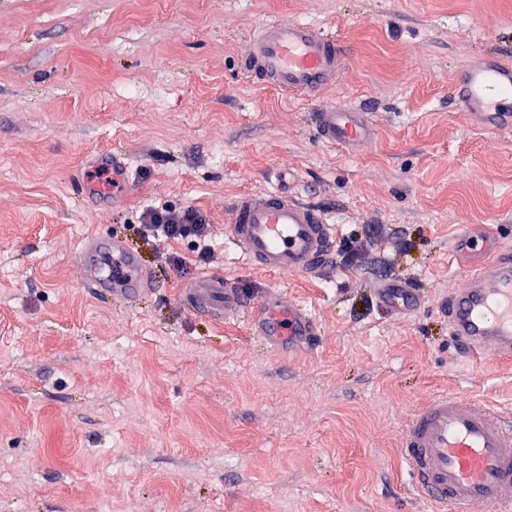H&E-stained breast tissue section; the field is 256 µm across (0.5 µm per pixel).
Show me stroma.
<instances>
[{
	"label": "stroma",
	"mask_w": 512,
	"mask_h": 512,
	"mask_svg": "<svg viewBox=\"0 0 512 512\" xmlns=\"http://www.w3.org/2000/svg\"><path fill=\"white\" fill-rule=\"evenodd\" d=\"M273 19L348 46L321 95L243 73ZM477 53L512 59V0H0V512H438L400 458L414 412L455 391L512 416V358L468 359L436 305L474 264L459 226L512 244V132L452 98ZM334 103L373 113L374 141L317 140ZM115 152L117 180L98 177ZM283 186L338 227L326 277L224 247L228 206ZM163 205L208 215L211 260L138 237ZM99 235L152 275L137 306L83 284ZM200 274L280 290L315 346L284 357L244 319L190 313L180 290ZM384 280L428 298L383 318Z\"/></svg>",
	"instance_id": "obj_1"
}]
</instances>
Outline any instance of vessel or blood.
I'll return each instance as SVG.
<instances>
[{
    "mask_svg": "<svg viewBox=\"0 0 512 512\" xmlns=\"http://www.w3.org/2000/svg\"><path fill=\"white\" fill-rule=\"evenodd\" d=\"M347 62L336 34L324 27L285 20L263 24L253 34L243 68L250 77L293 97L320 95L335 83ZM463 110L487 133L512 129V62L480 57L452 82ZM316 135L357 153L374 135L367 113L347 104L319 112ZM226 240L248 264L289 276L318 277L336 253L338 231L318 208L288 191L246 194L228 209ZM466 247L493 253L486 270L441 299L448 333L482 358L512 356V251L495 235L476 240L462 231ZM81 278L97 293L136 304L155 289L148 270L118 237H95L81 251ZM393 315L420 308L416 286L383 283L375 290ZM184 306L214 320L241 317L253 336L288 355L310 345L318 331L301 307L269 291L245 296L234 280L200 275L181 294ZM400 455L416 493L440 512H512V422L485 402L444 392L419 408L404 430Z\"/></svg>",
    "mask_w": 512,
    "mask_h": 512,
    "instance_id": "b4317fda",
    "label": "vessel or blood"
}]
</instances>
